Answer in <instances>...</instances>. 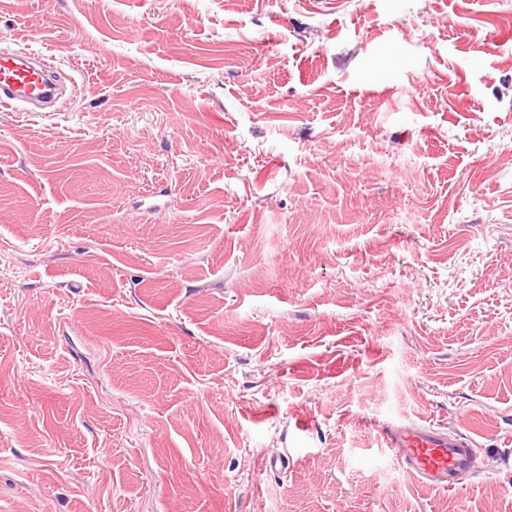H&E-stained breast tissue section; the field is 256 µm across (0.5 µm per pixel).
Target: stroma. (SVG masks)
<instances>
[{"instance_id":"obj_1","label":"stroma","mask_w":512,"mask_h":512,"mask_svg":"<svg viewBox=\"0 0 512 512\" xmlns=\"http://www.w3.org/2000/svg\"><path fill=\"white\" fill-rule=\"evenodd\" d=\"M26 49L75 96L0 109V512H512V0H0ZM382 436L402 472L427 489L453 488L476 466L474 441L444 428L409 421L385 427Z\"/></svg>"}]
</instances>
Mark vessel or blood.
Wrapping results in <instances>:
<instances>
[{
	"mask_svg": "<svg viewBox=\"0 0 512 512\" xmlns=\"http://www.w3.org/2000/svg\"><path fill=\"white\" fill-rule=\"evenodd\" d=\"M57 98L50 57L38 52L0 55V106L16 109L24 102L51 104ZM382 436L402 472L427 489L453 488L460 475L476 466L475 443L462 434L409 421L384 428Z\"/></svg>",
	"mask_w": 512,
	"mask_h": 512,
	"instance_id": "1",
	"label": "vessel or blood"
}]
</instances>
